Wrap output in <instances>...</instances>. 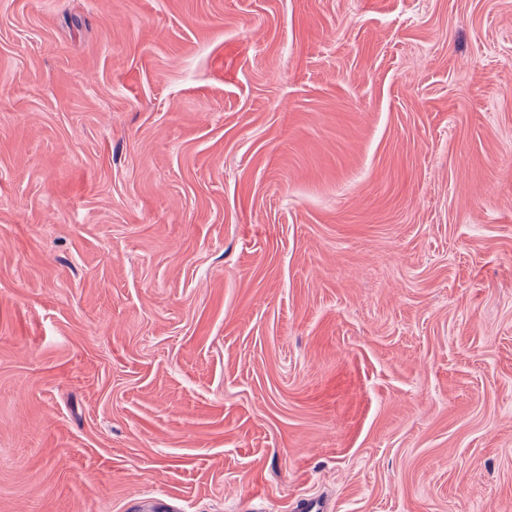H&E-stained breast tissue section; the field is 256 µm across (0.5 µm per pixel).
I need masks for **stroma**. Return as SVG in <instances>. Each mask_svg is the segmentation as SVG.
I'll use <instances>...</instances> for the list:
<instances>
[{
  "label": "stroma",
  "instance_id": "35a3bbf8",
  "mask_svg": "<svg viewBox=\"0 0 512 512\" xmlns=\"http://www.w3.org/2000/svg\"><path fill=\"white\" fill-rule=\"evenodd\" d=\"M512 512V0H0V512Z\"/></svg>",
  "mask_w": 512,
  "mask_h": 512
}]
</instances>
